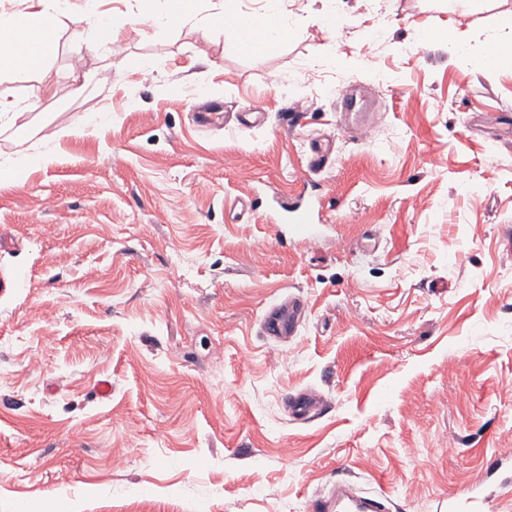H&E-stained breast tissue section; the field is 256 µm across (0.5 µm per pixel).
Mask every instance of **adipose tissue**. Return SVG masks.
<instances>
[{
	"instance_id": "1",
	"label": "adipose tissue",
	"mask_w": 512,
	"mask_h": 512,
	"mask_svg": "<svg viewBox=\"0 0 512 512\" xmlns=\"http://www.w3.org/2000/svg\"><path fill=\"white\" fill-rule=\"evenodd\" d=\"M27 11L0 13V72L26 71L47 60L53 53L58 34L68 18L67 0H29ZM139 16L154 25L182 26L192 23L197 15L198 0H167L164 11H157L156 0H136ZM88 26L91 42L111 46L125 33L127 21L117 16L100 14L96 0H86L80 16ZM230 29L246 50L256 44L277 46L290 38V27H265L259 16H233Z\"/></svg>"
}]
</instances>
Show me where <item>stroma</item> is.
I'll use <instances>...</instances> for the list:
<instances>
[{
	"mask_svg": "<svg viewBox=\"0 0 512 512\" xmlns=\"http://www.w3.org/2000/svg\"><path fill=\"white\" fill-rule=\"evenodd\" d=\"M334 8L331 31L309 0H201L169 28L99 0L133 22L121 52L70 24L0 76L42 91L26 134L0 128V164L29 160L0 183V512H312L339 481L391 512H512V67L471 63L498 7ZM271 9L293 34L261 55L204 20ZM456 25L467 56L415 39ZM347 85L380 101L369 139L339 132ZM324 137L311 249L279 212ZM291 296L296 335L263 336ZM302 392L325 411L291 417ZM331 159L329 140H311L305 163L309 172L321 171Z\"/></svg>",
	"mask_w": 512,
	"mask_h": 512,
	"instance_id": "35a3bbf8",
	"label": "stroma"
}]
</instances>
